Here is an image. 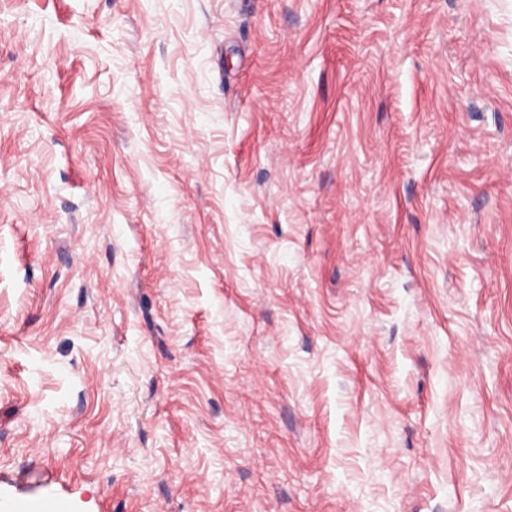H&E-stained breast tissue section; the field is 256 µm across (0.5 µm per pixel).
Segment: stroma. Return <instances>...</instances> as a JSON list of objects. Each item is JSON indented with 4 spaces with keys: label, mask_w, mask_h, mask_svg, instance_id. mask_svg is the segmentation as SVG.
I'll use <instances>...</instances> for the list:
<instances>
[{
    "label": "stroma",
    "mask_w": 512,
    "mask_h": 512,
    "mask_svg": "<svg viewBox=\"0 0 512 512\" xmlns=\"http://www.w3.org/2000/svg\"><path fill=\"white\" fill-rule=\"evenodd\" d=\"M512 512V0H0V506Z\"/></svg>",
    "instance_id": "1"
}]
</instances>
